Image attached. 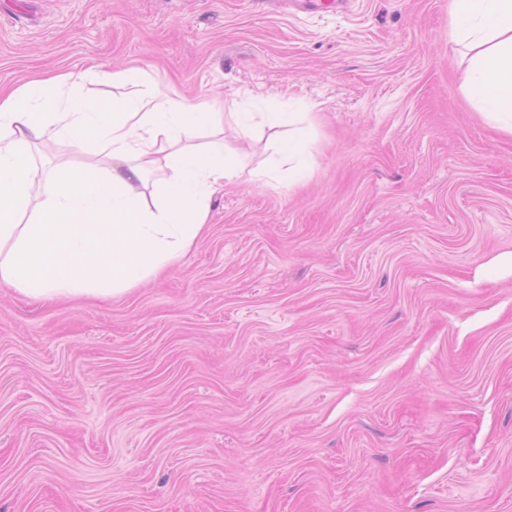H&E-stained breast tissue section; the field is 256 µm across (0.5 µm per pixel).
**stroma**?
I'll list each match as a JSON object with an SVG mask.
<instances>
[{"mask_svg":"<svg viewBox=\"0 0 512 512\" xmlns=\"http://www.w3.org/2000/svg\"><path fill=\"white\" fill-rule=\"evenodd\" d=\"M143 68L134 85L100 70ZM309 104L310 172L228 183L160 277L0 284V512H512V136L465 93L448 0H0V86ZM40 177L101 163L45 135Z\"/></svg>","mask_w":512,"mask_h":512,"instance_id":"stroma-1","label":"stroma"}]
</instances>
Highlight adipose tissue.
<instances>
[{
	"label": "adipose tissue",
	"mask_w": 512,
	"mask_h": 512,
	"mask_svg": "<svg viewBox=\"0 0 512 512\" xmlns=\"http://www.w3.org/2000/svg\"><path fill=\"white\" fill-rule=\"evenodd\" d=\"M448 25L468 60L464 89L502 130L512 133V0H449ZM79 74L62 72L0 90V283L31 298L113 297L157 275L203 233L208 199L227 181L253 182L273 170L248 154L201 150L184 137L219 128L222 103L156 93L133 100L73 97ZM299 112H237L236 132L256 123L289 126L279 144L292 182L309 170V141ZM53 132L94 144L109 163L55 172L45 194L32 193L38 169L30 147ZM163 176L149 182L152 170ZM151 184V193L134 185Z\"/></svg>",
	"instance_id": "adipose-tissue-1"
}]
</instances>
